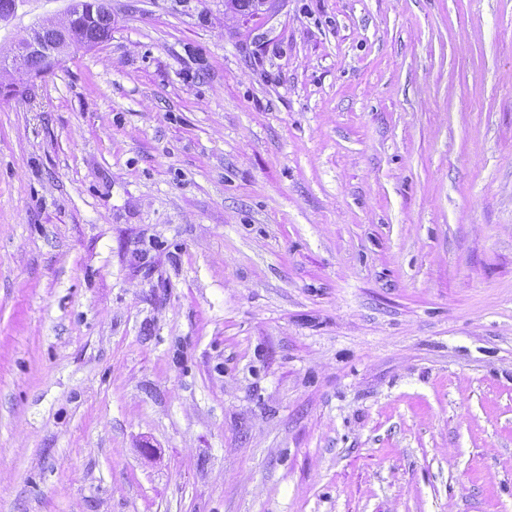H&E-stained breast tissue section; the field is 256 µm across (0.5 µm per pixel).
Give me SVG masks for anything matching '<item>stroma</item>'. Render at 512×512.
<instances>
[{"label":"stroma","instance_id":"stroma-1","mask_svg":"<svg viewBox=\"0 0 512 512\" xmlns=\"http://www.w3.org/2000/svg\"><path fill=\"white\" fill-rule=\"evenodd\" d=\"M224 2L0 97V512H512V0Z\"/></svg>","mask_w":512,"mask_h":512}]
</instances>
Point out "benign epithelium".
Returning a JSON list of instances; mask_svg holds the SVG:
<instances>
[{
  "instance_id": "benign-epithelium-1",
  "label": "benign epithelium",
  "mask_w": 512,
  "mask_h": 512,
  "mask_svg": "<svg viewBox=\"0 0 512 512\" xmlns=\"http://www.w3.org/2000/svg\"><path fill=\"white\" fill-rule=\"evenodd\" d=\"M46 21L42 20L33 25L23 39L13 44L9 49H0V69L9 73L12 80L8 84L0 86V94L10 95L18 85L28 83L36 77V73L27 69L26 58L33 53H41L54 65L65 60L80 45L74 43L68 37H63L55 46L43 45V29Z\"/></svg>"
}]
</instances>
